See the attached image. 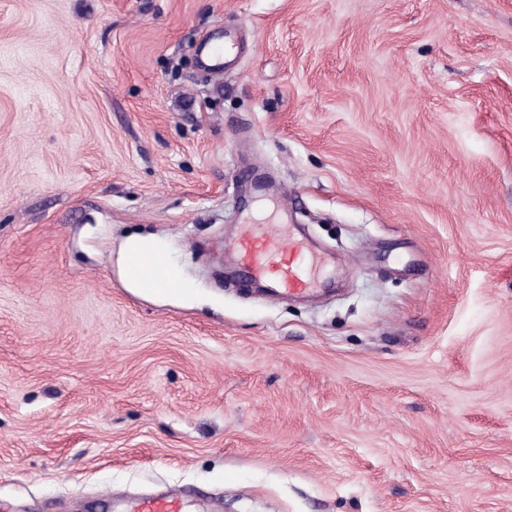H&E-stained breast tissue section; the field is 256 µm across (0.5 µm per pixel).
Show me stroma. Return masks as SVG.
I'll return each instance as SVG.
<instances>
[{"instance_id": "stroma-1", "label": "stroma", "mask_w": 512, "mask_h": 512, "mask_svg": "<svg viewBox=\"0 0 512 512\" xmlns=\"http://www.w3.org/2000/svg\"><path fill=\"white\" fill-rule=\"evenodd\" d=\"M283 206L306 300L224 275ZM148 490L512 512V0H0V512ZM200 67L209 74H222L224 71V46L204 42L199 54ZM162 263V257H148L138 254L129 257L130 272L137 277H145L150 280H155L156 268Z\"/></svg>"}]
</instances>
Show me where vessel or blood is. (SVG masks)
<instances>
[{"instance_id":"obj_1","label":"vessel or blood","mask_w":512,"mask_h":512,"mask_svg":"<svg viewBox=\"0 0 512 512\" xmlns=\"http://www.w3.org/2000/svg\"><path fill=\"white\" fill-rule=\"evenodd\" d=\"M199 63L207 73H223V45L203 44ZM227 248L237 256L248 281L265 284L270 297L310 292L312 271L322 263L318 255L308 253L305 242L295 234L284 233L277 226L266 229L246 218ZM126 507L128 512H185L184 503L166 493L137 496L128 500Z\"/></svg>"}]
</instances>
